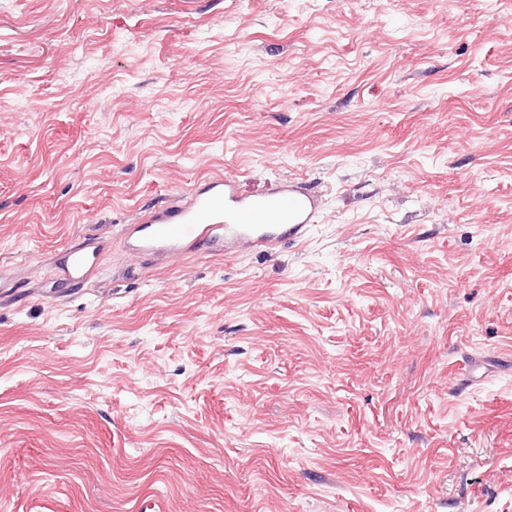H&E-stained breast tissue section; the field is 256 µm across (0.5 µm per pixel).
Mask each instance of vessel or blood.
Here are the masks:
<instances>
[{
	"label": "vessel or blood",
	"instance_id": "1",
	"mask_svg": "<svg viewBox=\"0 0 512 512\" xmlns=\"http://www.w3.org/2000/svg\"><path fill=\"white\" fill-rule=\"evenodd\" d=\"M322 208L321 195L298 179L277 180L262 194L247 195L236 177L217 175L129 219L123 231L130 250L159 263L176 253L270 252L283 240L303 239ZM103 249L97 235L69 245L53 265L57 280L88 284Z\"/></svg>",
	"mask_w": 512,
	"mask_h": 512
}]
</instances>
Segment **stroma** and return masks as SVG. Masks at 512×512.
I'll use <instances>...</instances> for the list:
<instances>
[{
    "instance_id": "35a3bbf8",
    "label": "stroma",
    "mask_w": 512,
    "mask_h": 512,
    "mask_svg": "<svg viewBox=\"0 0 512 512\" xmlns=\"http://www.w3.org/2000/svg\"><path fill=\"white\" fill-rule=\"evenodd\" d=\"M215 174L324 208L123 246ZM2 267L0 512H512V0H0ZM323 204L298 179L277 180L260 195H246L236 177L217 175L129 219L123 231L128 249L159 263L176 253L272 252L285 239H303ZM104 241L97 235H86L69 245L53 264L58 281L84 286L96 276Z\"/></svg>"
}]
</instances>
